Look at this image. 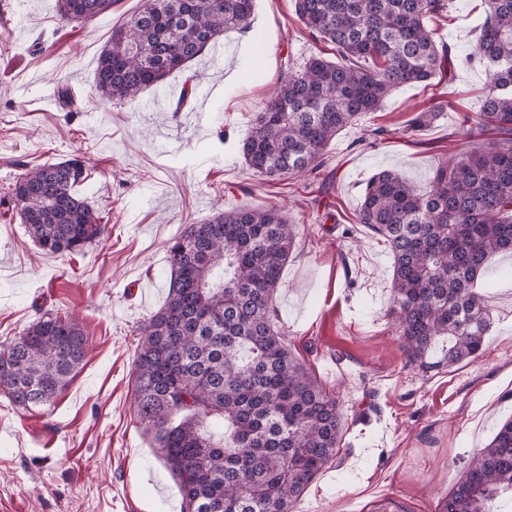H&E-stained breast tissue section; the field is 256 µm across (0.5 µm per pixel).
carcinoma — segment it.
Instances as JSON below:
<instances>
[{
  "instance_id": "cac0c4a2",
  "label": "carcinoma",
  "mask_w": 512,
  "mask_h": 512,
  "mask_svg": "<svg viewBox=\"0 0 512 512\" xmlns=\"http://www.w3.org/2000/svg\"><path fill=\"white\" fill-rule=\"evenodd\" d=\"M64 23H85L115 0H56ZM477 46L465 58L488 73L483 108L462 116L473 141L508 142L442 156L421 189L383 170L367 182L358 222L392 259L391 326L407 365L425 375L478 357L490 311L476 291L490 257L512 252V0H483ZM451 0H295V13L336 61L288 68L251 120L246 166L266 177L319 167L344 128L380 112L392 92L453 65L430 19ZM254 0H148L112 29L95 84L112 101L134 100L201 56L224 32L249 25ZM441 106L406 129L433 122ZM78 158L44 163L9 184L25 230L44 253L66 257L102 241L106 225L74 187ZM296 227L274 206L221 210L191 224L168 249L166 303L139 328L133 399L163 463L179 479L181 512H290L338 453L343 412L288 349L274 300ZM88 353L83 327L43 313L0 349V390L18 408L52 404ZM221 420L216 441L200 428ZM512 499V418L473 457L440 512H501Z\"/></svg>"
}]
</instances>
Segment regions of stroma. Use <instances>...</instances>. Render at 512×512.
<instances>
[{
	"label": "stroma",
	"mask_w": 512,
	"mask_h": 512,
	"mask_svg": "<svg viewBox=\"0 0 512 512\" xmlns=\"http://www.w3.org/2000/svg\"><path fill=\"white\" fill-rule=\"evenodd\" d=\"M146 0H117L97 19L66 24L55 0H0V347L37 307L76 319L89 351L52 405L22 410L0 392V512H180L179 486L133 407L137 326L168 294L170 241L215 209L282 207L297 227L276 297L289 348L339 402L337 463L292 512H439L471 458L512 417V252L493 256L478 282L491 315L485 353L420 377L406 368L386 317L392 260L357 221L368 179L392 168L427 187L438 155L469 141L459 115L478 112L486 75L467 64L481 33L480 0H453L432 21L456 55L450 80L404 86L383 111L344 128L316 170L268 179L249 170L241 144L280 73L313 55L335 60L294 0H256L251 26L225 33L224 60L204 52L134 101L93 86L113 27ZM206 80L187 104L188 74ZM78 104L66 108L57 89ZM441 97L419 132L408 119ZM205 121H198V113ZM80 157L86 198L108 235L60 258L37 249L6 185L27 169Z\"/></svg>",
	"instance_id": "35a3bbf8"
}]
</instances>
